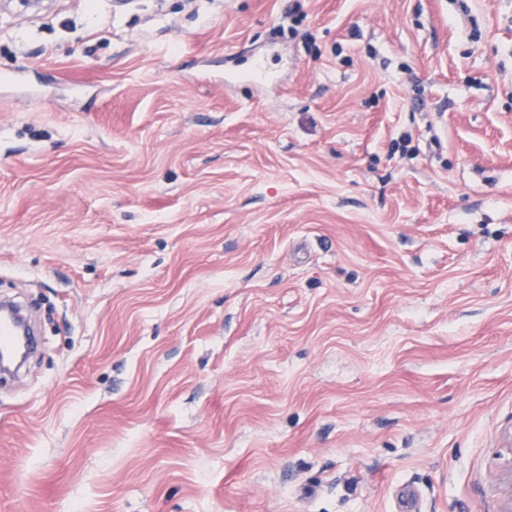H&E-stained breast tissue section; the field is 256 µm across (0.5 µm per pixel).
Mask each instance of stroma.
I'll return each instance as SVG.
<instances>
[{
    "label": "stroma",
    "mask_w": 512,
    "mask_h": 512,
    "mask_svg": "<svg viewBox=\"0 0 512 512\" xmlns=\"http://www.w3.org/2000/svg\"><path fill=\"white\" fill-rule=\"evenodd\" d=\"M0 0V512H500L512 0Z\"/></svg>",
    "instance_id": "35a3bbf8"
}]
</instances>
